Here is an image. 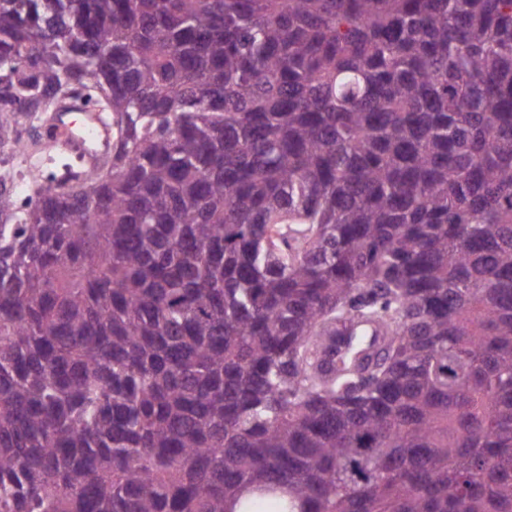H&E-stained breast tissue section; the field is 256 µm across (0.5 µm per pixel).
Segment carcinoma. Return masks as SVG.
Here are the masks:
<instances>
[{"label":"carcinoma","instance_id":"carcinoma-1","mask_svg":"<svg viewBox=\"0 0 512 512\" xmlns=\"http://www.w3.org/2000/svg\"><path fill=\"white\" fill-rule=\"evenodd\" d=\"M0 512H512V0H0ZM384 328L372 386L351 369ZM97 140L93 143L91 140ZM110 140L109 131L101 121L98 112L84 110L83 120L79 129H70L69 133L62 136V144L82 152L85 159L86 171H92L102 152L100 146H105ZM394 355V344L385 336L377 352L369 353V356L358 367L359 375L371 376L378 370L388 367Z\"/></svg>","mask_w":512,"mask_h":512}]
</instances>
